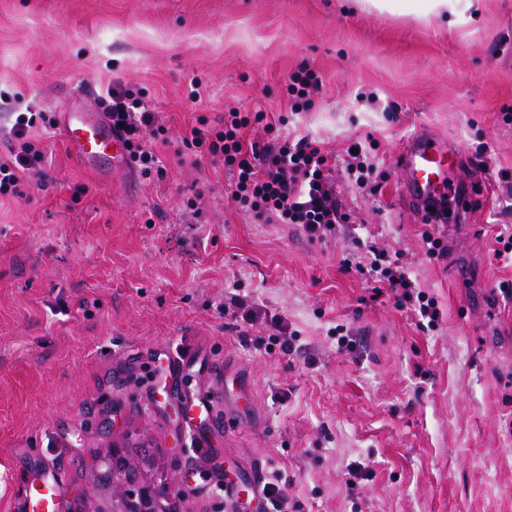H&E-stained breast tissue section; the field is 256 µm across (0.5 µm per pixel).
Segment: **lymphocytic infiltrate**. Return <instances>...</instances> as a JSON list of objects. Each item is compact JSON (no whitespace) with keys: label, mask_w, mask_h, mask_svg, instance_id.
<instances>
[{"label":"lymphocytic infiltrate","mask_w":512,"mask_h":512,"mask_svg":"<svg viewBox=\"0 0 512 512\" xmlns=\"http://www.w3.org/2000/svg\"><path fill=\"white\" fill-rule=\"evenodd\" d=\"M321 87L319 73L299 67L286 86L290 110L312 111ZM103 104L113 129L126 136L131 160L144 168L153 164L146 137L158 129L156 113L149 111L132 89L120 84L108 89ZM34 122L33 113L14 115L11 132L19 149L0 159V198L16 195L23 175L37 170L44 161L43 152L26 138ZM258 124L268 136L266 143L247 140L249 128ZM185 141L223 163L232 177L234 201L255 218L298 226L313 240L335 236L339 227L351 220L332 180L335 155L310 136L275 135L264 113L230 110L220 125L212 127L207 121H200L191 128ZM341 268L347 273L369 276L375 292L389 290L396 307L414 310L428 328L440 325L442 313L435 298L418 289L403 263L388 252L372 247L363 252L351 250L342 258Z\"/></svg>","instance_id":"lymphocytic-infiltrate-1"}]
</instances>
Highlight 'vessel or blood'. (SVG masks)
<instances>
[{
  "mask_svg": "<svg viewBox=\"0 0 512 512\" xmlns=\"http://www.w3.org/2000/svg\"><path fill=\"white\" fill-rule=\"evenodd\" d=\"M63 130L67 144L87 164L96 166L109 161L119 167L127 158L122 137L106 119L69 112ZM460 155L459 149L425 132L407 140L400 152L397 165L402 175V190L423 223L452 226L467 213L466 196L450 193L448 187L451 176L459 168ZM223 394V388L218 386L201 387L190 393L188 399L198 412L205 413ZM18 481L25 488L18 512H59L63 489L56 467H43L32 478L19 475ZM263 482V470L256 466L246 476L214 478L210 484L222 487L225 503L237 507L242 493L260 497Z\"/></svg>",
  "mask_w": 512,
  "mask_h": 512,
  "instance_id": "obj_1",
  "label": "vessel or blood"
}]
</instances>
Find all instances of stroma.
<instances>
[{
	"mask_svg": "<svg viewBox=\"0 0 512 512\" xmlns=\"http://www.w3.org/2000/svg\"><path fill=\"white\" fill-rule=\"evenodd\" d=\"M429 8L0 0V91L55 120L29 131L46 152L42 175L0 200V512H12L17 473L51 464L61 512H94L83 491L100 483L99 460L132 444L161 462L188 512H225L224 501L174 478L253 463L288 477L298 512H512V301L494 294L512 263L493 255L512 225L498 178L512 173V0ZM303 65L323 87L316 109L295 116L286 84ZM117 83L164 127L148 140L150 176L90 169L64 140L63 113L101 112ZM233 108L286 119L340 156L374 140L376 191L336 169L353 223L312 242L240 211L223 164L182 144L198 118L214 126ZM421 128L461 147L473 200L440 261L425 254L427 226L404 205L396 163ZM484 142L488 170L472 171ZM359 241L402 251L438 302V329L341 270ZM230 292L257 304L261 322L225 318ZM276 316L299 333L292 355L268 344L263 322ZM337 327L351 349L338 350ZM189 349L226 370L247 413L230 402L179 414L168 379L217 382L173 372ZM199 433L210 456L195 453Z\"/></svg>",
	"mask_w": 512,
	"mask_h": 512,
	"instance_id": "35a3bbf8",
	"label": "stroma"
}]
</instances>
